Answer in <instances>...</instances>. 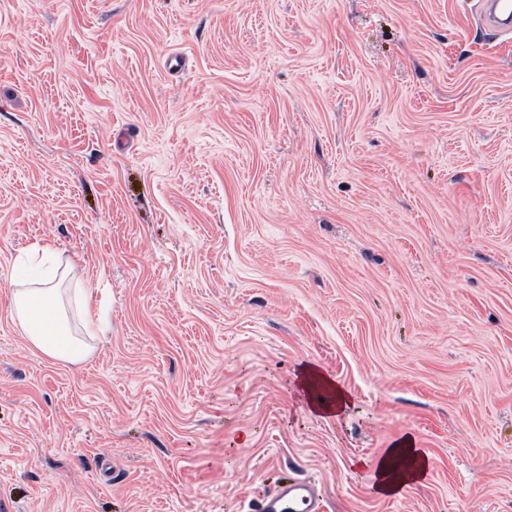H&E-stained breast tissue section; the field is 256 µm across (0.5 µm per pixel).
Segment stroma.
Returning <instances> with one entry per match:
<instances>
[{
	"instance_id": "1",
	"label": "stroma",
	"mask_w": 512,
	"mask_h": 512,
	"mask_svg": "<svg viewBox=\"0 0 512 512\" xmlns=\"http://www.w3.org/2000/svg\"><path fill=\"white\" fill-rule=\"evenodd\" d=\"M104 301L14 322L34 241ZM350 395L312 411L304 366ZM411 437L421 481L357 458ZM512 512V38L461 0H0V504ZM50 246L35 242L28 248L32 277L25 288H15L14 311L26 340L47 358L71 363L86 359L92 348L85 337L94 336L101 317L85 301L80 331L73 329L61 289L54 282L62 263ZM85 336V337H84ZM258 512H324L322 500L311 480L289 478L266 496Z\"/></svg>"
}]
</instances>
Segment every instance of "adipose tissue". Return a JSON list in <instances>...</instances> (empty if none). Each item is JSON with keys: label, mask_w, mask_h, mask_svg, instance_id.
Masks as SVG:
<instances>
[{"label": "adipose tissue", "mask_w": 512, "mask_h": 512, "mask_svg": "<svg viewBox=\"0 0 512 512\" xmlns=\"http://www.w3.org/2000/svg\"><path fill=\"white\" fill-rule=\"evenodd\" d=\"M32 277L27 285L15 289L14 311L26 340L47 358L76 363L92 352L86 339L94 335L101 318L91 307H84L79 327H72L67 306L55 278L61 266L59 254L51 247L32 244L27 252ZM376 490L389 495L420 478L429 459L404 438L382 449L368 461Z\"/></svg>", "instance_id": "1"}]
</instances>
